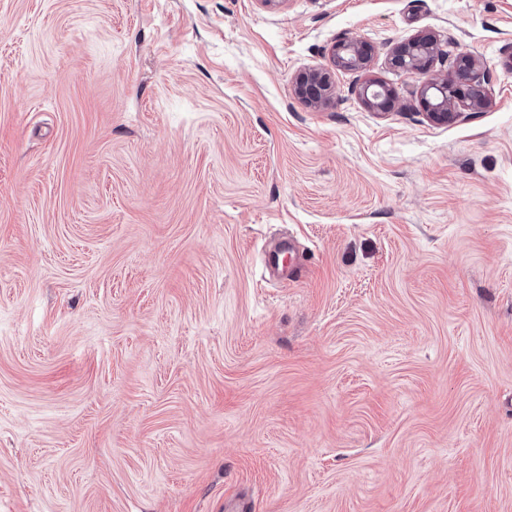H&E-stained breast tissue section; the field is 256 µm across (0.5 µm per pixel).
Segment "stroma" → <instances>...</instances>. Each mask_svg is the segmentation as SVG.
<instances>
[{"mask_svg":"<svg viewBox=\"0 0 512 512\" xmlns=\"http://www.w3.org/2000/svg\"><path fill=\"white\" fill-rule=\"evenodd\" d=\"M0 512H512V0H0ZM436 51V42L431 37L416 38L408 44L400 45L394 48L389 62L393 68L403 71H423L428 72L430 63L433 60ZM370 56L365 43L358 39H347L335 45L332 62L335 67L351 71L367 69ZM465 57V70L462 75L470 81L469 85V107L478 108L485 104L483 86L479 76L480 63L477 59L467 55ZM328 72L313 69L299 74L295 85L297 93L314 104H319L334 93V87ZM458 83L452 73L444 78L430 77L422 86L421 93L429 95L430 105L433 110L431 117L436 121H447L451 111L455 108V98L458 90Z\"/></svg>","mask_w":512,"mask_h":512,"instance_id":"obj_1","label":"stroma"}]
</instances>
